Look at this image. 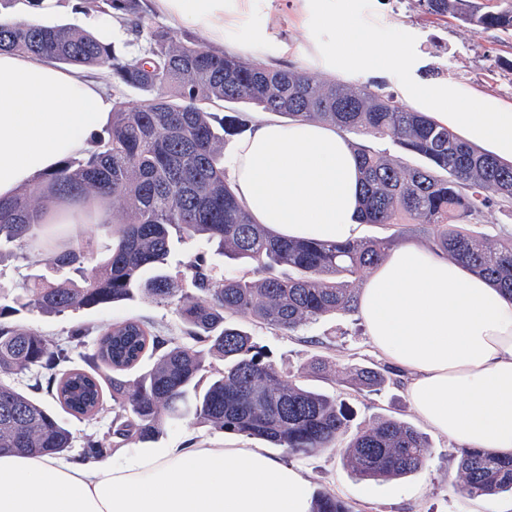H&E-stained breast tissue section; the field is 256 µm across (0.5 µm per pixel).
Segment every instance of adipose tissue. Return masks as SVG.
I'll list each match as a JSON object with an SVG mask.
<instances>
[{
  "label": "adipose tissue",
  "mask_w": 512,
  "mask_h": 512,
  "mask_svg": "<svg viewBox=\"0 0 512 512\" xmlns=\"http://www.w3.org/2000/svg\"><path fill=\"white\" fill-rule=\"evenodd\" d=\"M248 0H153L173 26L226 43ZM320 33L310 71L357 82L408 70L413 57L384 45L359 12L336 0H299ZM411 110L512 163V102L450 81L403 83ZM97 82L46 60L0 53V197L55 171L111 119ZM228 175L239 201L278 235L345 242L362 220L361 178L350 142L316 121L255 116ZM358 315L373 352L402 370L416 415L466 448L512 455V298L447 255L405 242L364 281ZM303 468L243 442L135 448L80 463L66 456L0 451V512H312Z\"/></svg>",
  "instance_id": "ef3b65f1"
}]
</instances>
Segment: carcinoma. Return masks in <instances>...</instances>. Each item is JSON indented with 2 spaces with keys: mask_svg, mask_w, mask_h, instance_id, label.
Instances as JSON below:
<instances>
[{
  "mask_svg": "<svg viewBox=\"0 0 512 512\" xmlns=\"http://www.w3.org/2000/svg\"><path fill=\"white\" fill-rule=\"evenodd\" d=\"M438 19L478 31L512 32V2L418 0ZM74 10L116 18L133 36L105 43L68 24L0 23V51L40 57L81 74L104 68L117 87L142 92L140 105L112 103L110 125L82 154L68 158L43 184L0 198V250L61 275L4 293L0 287V448L64 455L74 436L31 395L44 390L69 414L92 417L112 398L115 446L153 440L191 416L219 432L262 439L293 457L333 447L352 410L336 398L296 382L298 375L270 359L237 317L292 335L336 314L357 312L354 283L395 245V235L336 243L289 240L252 221L224 168V142L249 123L244 111L224 116L227 104L253 106L290 120L330 123L346 134L389 139L401 155L356 145L362 174V221L422 224L435 249L484 276L512 298V238L497 246L469 228L499 200L512 199V165L469 144L422 112L368 83L343 84L296 68H271L205 47L197 39L146 21L142 0H77ZM422 159L410 163L406 156ZM112 200L100 226L111 229L108 254L98 259L91 240H65L51 223L57 200L101 205ZM199 239L251 268L216 276L206 253L184 264L182 279L166 273L173 238ZM288 268V277L270 274ZM142 296L170 307L184 326L180 341L126 319L98 330L76 326L63 344L10 320L21 310L60 315ZM98 333L86 366L70 352ZM152 363L134 372L144 358ZM329 361L313 357L300 373L327 378ZM28 373L22 388L14 376ZM343 382L377 390L384 370L350 367ZM106 439L88 435L79 459L107 454ZM426 437L408 423L383 419L359 430L344 464L367 481H389L421 469ZM457 490L471 498L512 492V458L459 450ZM313 512H350L343 500L316 495Z\"/></svg>",
  "mask_w": 512,
  "mask_h": 512,
  "instance_id": "obj_1",
  "label": "carcinoma"
}]
</instances>
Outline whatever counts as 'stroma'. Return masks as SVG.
<instances>
[{"instance_id": "obj_1", "label": "stroma", "mask_w": 512, "mask_h": 512, "mask_svg": "<svg viewBox=\"0 0 512 512\" xmlns=\"http://www.w3.org/2000/svg\"><path fill=\"white\" fill-rule=\"evenodd\" d=\"M354 6L375 22L378 41L405 44L416 61L410 78L452 81L512 102V35L497 30L477 32L454 19H437L425 13L417 0H355ZM260 31L266 32L274 50L281 52L280 67L301 69L319 28L314 19H301L297 5L284 8L280 0H255L250 14L235 27L232 39L246 45ZM129 318L149 321L168 336L183 334V326L171 309L140 298L56 316L23 311L14 320L61 344L76 324L100 326ZM252 333L271 360L288 370L299 369L317 354L329 357L333 369L340 371L352 365H384L368 345L354 314L310 325L294 336L260 327L253 328ZM300 383L347 402L354 410L351 430L394 418L421 431L430 445L420 470L386 482L362 481L343 462L349 439L341 437L335 447L302 461L314 492L342 499L352 512H512L511 492L469 498L456 490L457 447L416 416L398 371H390L384 386L371 392L357 393L337 381L308 375Z\"/></svg>"}]
</instances>
